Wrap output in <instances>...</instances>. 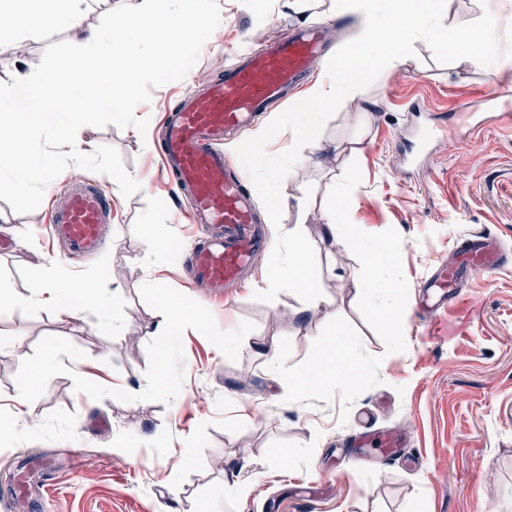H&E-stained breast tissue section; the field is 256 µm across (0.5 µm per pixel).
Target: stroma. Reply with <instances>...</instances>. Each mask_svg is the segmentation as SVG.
<instances>
[{
    "label": "stroma",
    "mask_w": 512,
    "mask_h": 512,
    "mask_svg": "<svg viewBox=\"0 0 512 512\" xmlns=\"http://www.w3.org/2000/svg\"><path fill=\"white\" fill-rule=\"evenodd\" d=\"M222 22L203 46L188 82L153 88L138 113L148 135L132 128L87 127L90 148L115 147L140 190L124 197L108 175L72 166L45 189L40 206L21 215L0 199V288L12 305L0 311V512H183L189 502L206 512H495L512 491V264L471 281L455 309L436 317L419 310L418 287L458 257L473 234L496 237L512 249V106L484 96L512 89V0H446L447 26H474L496 13L494 42L481 47L491 65L412 40L405 65L367 76L363 97L330 114L318 133L339 149L305 159L283 177L298 135L267 112L224 153L242 164L260 221L272 234V253L252 266L246 283L214 299L191 280L185 258L201 233L186 214L158 150L162 119L186 84L203 87L236 53L288 38L294 28L319 24L324 48L314 79L353 44L363 27L336 0H218ZM69 32L50 41L70 40ZM47 41V42H50ZM47 42L25 38L0 54V82L39 64ZM478 106L481 127L449 130L448 116ZM369 115L359 128L358 113ZM259 153L244 155L253 140ZM361 180L350 218L368 233L395 228L403 237L409 285L403 317L406 349L386 353L381 337L357 308L358 262L336 245L322 212L350 163ZM105 185L112 195L106 246L66 259L48 233L50 212L63 206L66 184ZM310 195L298 210L301 192ZM299 228L310 250L322 300L300 312L301 295L270 284L271 256H287L288 231ZM167 241L154 251L149 238ZM58 267L73 279L94 278L96 300L82 319L30 301L33 281ZM162 288L187 308H201L208 328L185 323L175 334L154 291ZM346 318L367 352L383 356L380 384L344 407L341 398L285 402V385L263 347L289 339L288 365L307 359L312 341L334 317ZM55 366L36 379L29 409L13 394L24 362L46 348ZM169 392L151 391L158 370ZM106 419V428L95 425ZM383 430L404 435L402 457L374 468L352 466L360 438ZM289 466H281L282 454ZM33 465L41 497L31 502L18 480ZM250 485L248 495L232 487Z\"/></svg>",
    "instance_id": "stroma-1"
}]
</instances>
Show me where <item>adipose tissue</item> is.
Segmentation results:
<instances>
[{"label": "adipose tissue", "mask_w": 512, "mask_h": 512, "mask_svg": "<svg viewBox=\"0 0 512 512\" xmlns=\"http://www.w3.org/2000/svg\"><path fill=\"white\" fill-rule=\"evenodd\" d=\"M444 6L445 0H336L337 11L362 15L365 26L357 41L331 63L330 81L315 83L292 111L279 115L280 123L295 126L301 133L297 158L331 152V145L318 138L328 114L362 96L367 73L403 66L412 36H428L440 45L470 53L475 65L487 64V57L474 53L473 47L495 38L499 17L487 14L475 27L450 29L443 23ZM291 240L293 248L285 259L276 262L272 281L295 288L307 309L320 303V285L300 234L292 233ZM91 294L89 280L73 281L54 269L30 289L32 301L54 305L72 319L80 318Z\"/></svg>", "instance_id": "obj_1"}]
</instances>
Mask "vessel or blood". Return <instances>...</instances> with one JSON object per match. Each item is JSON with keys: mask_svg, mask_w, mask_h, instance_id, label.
<instances>
[{"mask_svg": "<svg viewBox=\"0 0 512 512\" xmlns=\"http://www.w3.org/2000/svg\"><path fill=\"white\" fill-rule=\"evenodd\" d=\"M323 47L321 29H295L288 40L237 54L222 76L186 92L165 123L162 156L176 191L189 197V219L207 225L190 248L186 263L193 278L210 291L239 284L254 261L270 248L268 229L257 218L246 174L225 156L223 144L260 114L284 103L308 78L310 59ZM112 219L109 190L97 183L72 184L67 203L56 211L51 235L69 255L97 253L105 244L103 228ZM464 262L439 268L424 286L432 310L458 304L469 276L495 273L508 257L497 242L474 235L463 243ZM404 442L380 434L376 447L357 456L356 465L374 467L400 455Z\"/></svg>", "mask_w": 512, "mask_h": 512, "instance_id": "1", "label": "vessel or blood"}]
</instances>
